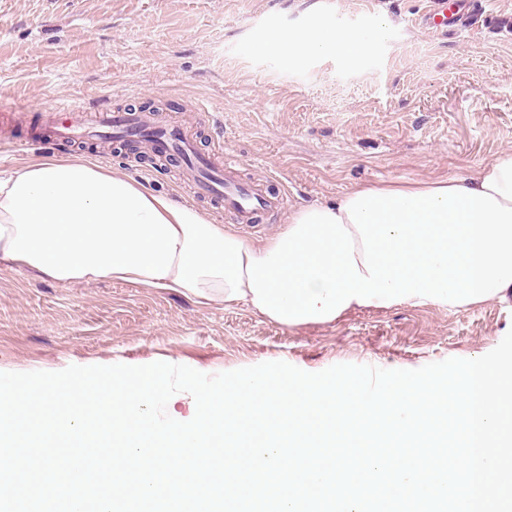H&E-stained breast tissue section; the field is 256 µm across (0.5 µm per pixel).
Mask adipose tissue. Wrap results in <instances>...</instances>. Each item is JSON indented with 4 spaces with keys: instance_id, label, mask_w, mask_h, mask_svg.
I'll return each instance as SVG.
<instances>
[{
    "instance_id": "1",
    "label": "adipose tissue",
    "mask_w": 512,
    "mask_h": 512,
    "mask_svg": "<svg viewBox=\"0 0 512 512\" xmlns=\"http://www.w3.org/2000/svg\"><path fill=\"white\" fill-rule=\"evenodd\" d=\"M300 63L346 51L323 24L279 36ZM0 262L62 283L109 279L246 304L288 327L361 308L512 300V151L461 177L364 185L288 214L261 241L87 160L0 172Z\"/></svg>"
}]
</instances>
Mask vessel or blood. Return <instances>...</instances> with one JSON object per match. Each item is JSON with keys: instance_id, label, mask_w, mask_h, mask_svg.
Listing matches in <instances>:
<instances>
[{"instance_id": "1", "label": "vessel or blood", "mask_w": 512, "mask_h": 512, "mask_svg": "<svg viewBox=\"0 0 512 512\" xmlns=\"http://www.w3.org/2000/svg\"><path fill=\"white\" fill-rule=\"evenodd\" d=\"M471 7V0H433L421 22L426 30L435 33L451 28L461 30L469 24ZM40 128L39 141L46 146L128 140L139 143L158 161L179 160L194 196L223 203L237 223L246 227L283 203L282 196L270 192L266 183L237 178L234 161L224 156L223 143H215L211 153H200L194 126L164 119L155 112L118 110L108 104L91 109L75 98L45 113Z\"/></svg>"}]
</instances>
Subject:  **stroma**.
<instances>
[{
  "mask_svg": "<svg viewBox=\"0 0 512 512\" xmlns=\"http://www.w3.org/2000/svg\"><path fill=\"white\" fill-rule=\"evenodd\" d=\"M428 0H0V133L9 162L43 156L37 114L63 98L141 107L169 119L213 114L240 179L285 192L280 210L248 232L274 235L290 211L331 203L360 184L448 178L512 150V0H486L470 30L435 36L415 20ZM361 38L360 62L324 55L296 65L256 43L306 26L313 10ZM155 192L195 203L220 224V203L192 200L177 163L100 159ZM512 329V304L444 310L392 307L335 323L288 328L245 305L108 280L61 283L0 264V371L163 361L207 374L268 361L307 372L340 363L417 369L471 359Z\"/></svg>",
  "mask_w": 512,
  "mask_h": 512,
  "instance_id": "1",
  "label": "stroma"
}]
</instances>
